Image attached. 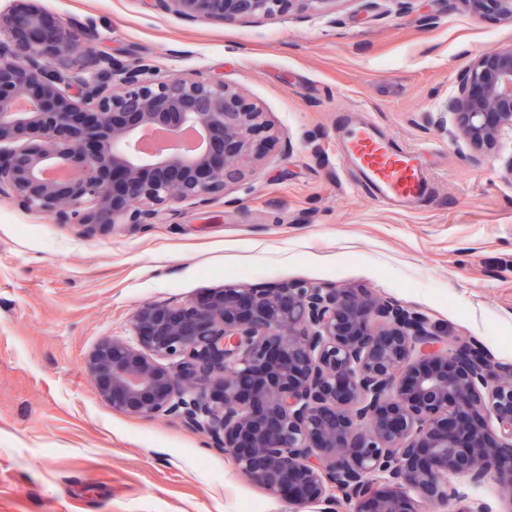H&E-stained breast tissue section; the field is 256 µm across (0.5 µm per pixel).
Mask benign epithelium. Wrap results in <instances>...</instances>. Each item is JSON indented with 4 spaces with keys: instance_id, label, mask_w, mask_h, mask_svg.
Here are the masks:
<instances>
[{
    "instance_id": "benign-epithelium-1",
    "label": "benign epithelium",
    "mask_w": 512,
    "mask_h": 512,
    "mask_svg": "<svg viewBox=\"0 0 512 512\" xmlns=\"http://www.w3.org/2000/svg\"><path fill=\"white\" fill-rule=\"evenodd\" d=\"M235 25L332 0H151ZM512 20V0H461ZM42 0L0 8V196L93 232L225 196L270 125L238 88L97 51ZM107 70L112 82L97 79ZM439 111L478 147L512 135V43L483 52ZM138 344L86 366L112 408L175 415L273 498L337 512H434L453 478L512 506V367L363 288L226 284L134 315Z\"/></svg>"
}]
</instances>
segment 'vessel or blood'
I'll list each match as a JSON object with an SVG mask.
<instances>
[{
	"label": "vessel or blood",
	"mask_w": 512,
	"mask_h": 512,
	"mask_svg": "<svg viewBox=\"0 0 512 512\" xmlns=\"http://www.w3.org/2000/svg\"><path fill=\"white\" fill-rule=\"evenodd\" d=\"M344 154L358 166L363 185L385 203L409 204L429 190L414 152L394 149L370 129L355 132L345 143Z\"/></svg>",
	"instance_id": "vessel-or-blood-1"
}]
</instances>
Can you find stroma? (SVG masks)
Segmentation results:
<instances>
[{"instance_id": "35a3bbf8", "label": "stroma", "mask_w": 512, "mask_h": 512, "mask_svg": "<svg viewBox=\"0 0 512 512\" xmlns=\"http://www.w3.org/2000/svg\"><path fill=\"white\" fill-rule=\"evenodd\" d=\"M97 47L242 89L277 138L255 147L227 200L155 224L85 233L0 197V512H296L174 416L113 409L86 368L133 316L238 280L366 288L426 315L449 341L512 365V138L479 150L436 125L474 57L512 21L460 0H334L222 25L150 0H44ZM371 126L418 153L427 196L398 211L345 159Z\"/></svg>"}]
</instances>
